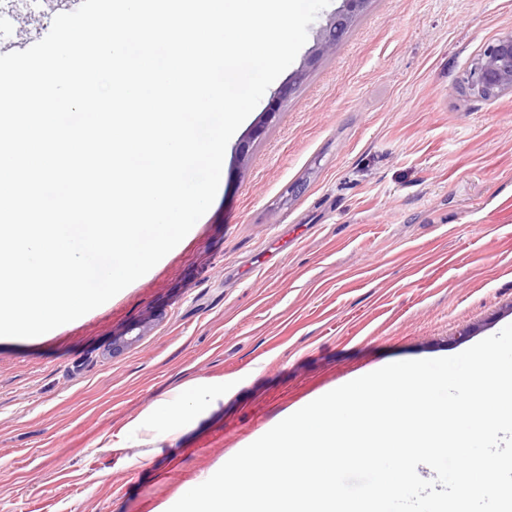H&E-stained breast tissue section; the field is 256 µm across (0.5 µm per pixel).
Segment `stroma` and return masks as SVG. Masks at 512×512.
<instances>
[{
	"label": "stroma",
	"mask_w": 512,
	"mask_h": 512,
	"mask_svg": "<svg viewBox=\"0 0 512 512\" xmlns=\"http://www.w3.org/2000/svg\"><path fill=\"white\" fill-rule=\"evenodd\" d=\"M61 12L0 0V55ZM509 31L512 0H368L257 136L288 74L269 86L177 253L55 335L0 339V512H154L322 390L512 324V93L464 85ZM249 368L174 444L118 447L174 387Z\"/></svg>",
	"instance_id": "35a3bbf8"
}]
</instances>
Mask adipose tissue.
I'll list each match as a JSON object with an SVG mask.
<instances>
[{"label": "adipose tissue", "mask_w": 512, "mask_h": 512, "mask_svg": "<svg viewBox=\"0 0 512 512\" xmlns=\"http://www.w3.org/2000/svg\"><path fill=\"white\" fill-rule=\"evenodd\" d=\"M223 380H193L141 410L124 428L125 446L163 445L196 427L232 392Z\"/></svg>", "instance_id": "ef3b65f1"}]
</instances>
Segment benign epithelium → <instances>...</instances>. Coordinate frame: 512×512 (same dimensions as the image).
I'll use <instances>...</instances> for the list:
<instances>
[{
  "mask_svg": "<svg viewBox=\"0 0 512 512\" xmlns=\"http://www.w3.org/2000/svg\"><path fill=\"white\" fill-rule=\"evenodd\" d=\"M368 0H343L342 9L330 17L313 48L309 51L301 69L297 70L279 92L264 113V122H270L279 110V100L291 93L293 86L306 75V68L328 52L338 41L353 17L362 11ZM466 84L471 94L481 99L494 98L504 92H512V31L488 44L483 53L468 68Z\"/></svg>",
  "mask_w": 512,
  "mask_h": 512,
  "instance_id": "benign-epithelium-1",
  "label": "benign epithelium"
}]
</instances>
